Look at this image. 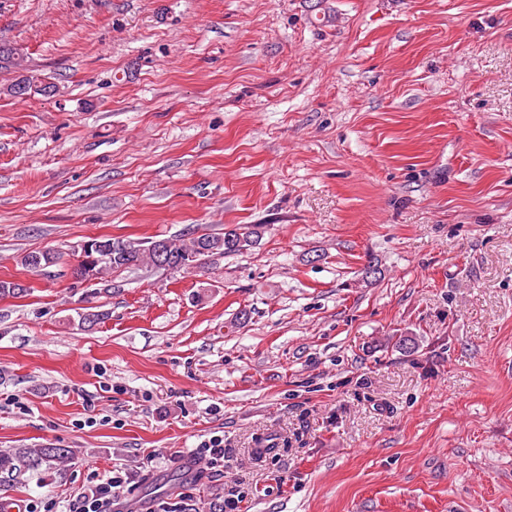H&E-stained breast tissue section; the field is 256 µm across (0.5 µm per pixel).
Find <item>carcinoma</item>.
Returning <instances> with one entry per match:
<instances>
[{
	"label": "carcinoma",
	"mask_w": 512,
	"mask_h": 512,
	"mask_svg": "<svg viewBox=\"0 0 512 512\" xmlns=\"http://www.w3.org/2000/svg\"><path fill=\"white\" fill-rule=\"evenodd\" d=\"M259 238V229L246 224L224 226L222 233H204L194 236L183 234L165 238L163 242L169 254L182 264L175 271L194 268L208 257L199 251L201 242L208 243L220 255L242 253L254 245ZM156 241L112 240V257L102 262L101 270L122 272L144 264L158 267L155 253ZM72 451L68 448H7L0 451V474L10 478L26 472L53 471L62 474L59 465L67 460Z\"/></svg>",
	"instance_id": "1"
}]
</instances>
